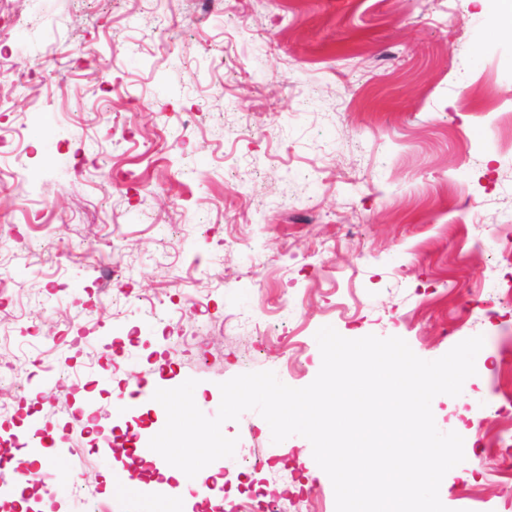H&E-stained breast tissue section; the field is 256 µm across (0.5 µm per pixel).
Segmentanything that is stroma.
Listing matches in <instances>:
<instances>
[{
	"instance_id": "35a3bbf8",
	"label": "stroma",
	"mask_w": 512,
	"mask_h": 512,
	"mask_svg": "<svg viewBox=\"0 0 512 512\" xmlns=\"http://www.w3.org/2000/svg\"><path fill=\"white\" fill-rule=\"evenodd\" d=\"M499 0H0V432L59 433L34 473L50 512H149L76 401L271 371L309 385L316 332L404 339L435 360L483 336L437 428L483 435L451 469V512H512L495 436L512 428V34ZM120 278L101 281L104 271ZM288 512H336L328 475L254 411L225 422Z\"/></svg>"
}]
</instances>
